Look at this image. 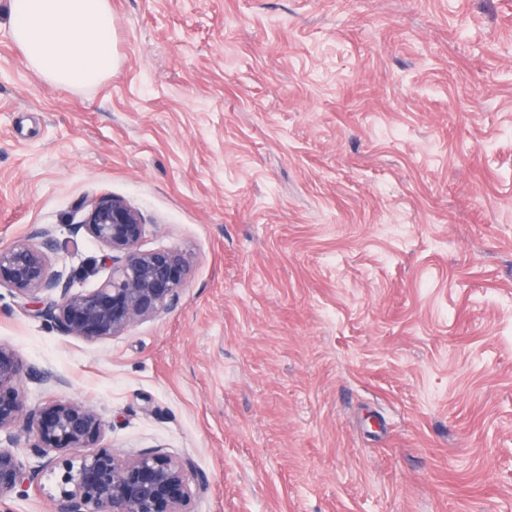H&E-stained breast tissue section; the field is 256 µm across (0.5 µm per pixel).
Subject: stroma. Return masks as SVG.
<instances>
[{"label": "stroma", "mask_w": 512, "mask_h": 512, "mask_svg": "<svg viewBox=\"0 0 512 512\" xmlns=\"http://www.w3.org/2000/svg\"><path fill=\"white\" fill-rule=\"evenodd\" d=\"M112 27L111 77L62 89L0 0V246L50 230L96 288L68 222L114 195L193 268L97 343L0 288V345L68 380L28 402L191 458L193 512H512V0H112Z\"/></svg>", "instance_id": "stroma-1"}]
</instances>
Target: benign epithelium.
Masks as SVG:
<instances>
[{
    "instance_id": "7a95c632",
    "label": "benign epithelium",
    "mask_w": 512,
    "mask_h": 512,
    "mask_svg": "<svg viewBox=\"0 0 512 512\" xmlns=\"http://www.w3.org/2000/svg\"><path fill=\"white\" fill-rule=\"evenodd\" d=\"M69 222L72 232L109 250L110 274L95 289L77 288L75 276L49 271V230L15 240L0 247V288L21 299L24 310L48 317L67 336L97 342L178 303L193 256L181 249H141L145 224L127 201L84 198ZM25 377L36 384L60 382L24 368L14 350L0 346V504L61 456L64 488L54 512H192V488L204 489L208 482L191 459L160 451L123 455L105 447L106 424L95 409L58 400L32 406L20 390ZM22 440L32 463L22 461Z\"/></svg>"
}]
</instances>
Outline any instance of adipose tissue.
<instances>
[{"label": "adipose tissue", "mask_w": 512, "mask_h": 512, "mask_svg": "<svg viewBox=\"0 0 512 512\" xmlns=\"http://www.w3.org/2000/svg\"><path fill=\"white\" fill-rule=\"evenodd\" d=\"M8 11L14 44L47 82L83 88L115 70L111 0H9Z\"/></svg>", "instance_id": "1"}]
</instances>
